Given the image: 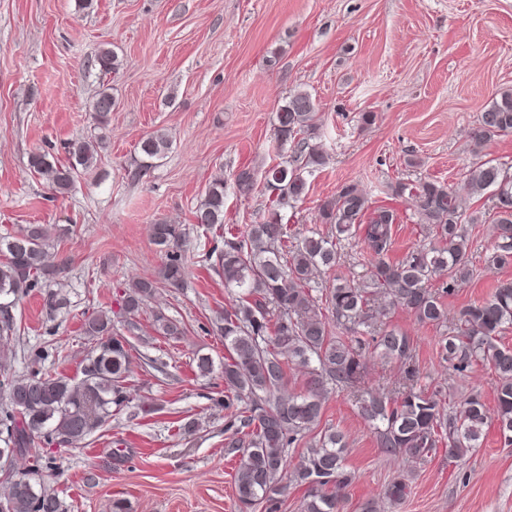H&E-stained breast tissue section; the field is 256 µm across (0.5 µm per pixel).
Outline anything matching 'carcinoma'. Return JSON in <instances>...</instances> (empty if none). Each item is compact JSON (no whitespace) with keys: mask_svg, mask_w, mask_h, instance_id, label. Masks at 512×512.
Here are the masks:
<instances>
[{"mask_svg":"<svg viewBox=\"0 0 512 512\" xmlns=\"http://www.w3.org/2000/svg\"><path fill=\"white\" fill-rule=\"evenodd\" d=\"M99 70L116 71V57L103 49L96 57ZM117 105L103 89L91 105L98 128L108 126ZM318 107L306 92L288 97L276 113L275 138L291 146L289 159L267 167L256 176L243 168L234 177L239 195H251L258 179L278 190L268 216L246 225L239 236L224 238V249H208L202 262L224 277V288L235 303L224 310L217 331L224 337L221 376L224 409L230 419L224 429L225 452L238 459L234 483L240 512L258 504L277 512L279 497L288 483L303 489L302 512H345L344 491L355 481L345 462L347 442L337 427L328 426L313 437L298 462L289 449L319 427L331 390H351L361 379L367 357L400 363L406 378L416 377L413 340L398 328L386 325L370 312L373 297L382 295L413 313L420 323L445 327L448 309L442 298L454 293L473 270L468 254L467 225L480 221L479 212L461 207L460 192L439 182H397L393 194L408 195L417 223L432 237L429 247L417 248L397 263L385 259L392 241L397 214L370 209L367 195L355 184L342 186L336 196L320 205V219L334 228L328 236L311 232L293 237L282 223L281 210L294 207L309 190L306 175L326 163L317 138ZM512 132V90L504 91L483 108L472 129L473 152L479 153L493 137ZM171 141L164 133L147 136L140 153L147 160L166 156ZM106 145V136L78 144L71 160L63 164L35 152L30 168L57 194L68 193L79 170H87ZM462 190L470 196L487 190L496 198L493 226L495 243L487 257L492 266L512 264V178L492 161L467 170ZM194 221L217 234L224 227V180L207 186L194 211ZM374 254L369 275L360 282L338 277L331 286L317 287L316 277L334 269L341 259L342 241L357 233ZM183 236L177 224L152 226V241L164 251L166 261L159 280L178 288L184 284L185 263L177 248ZM293 241H288V238ZM51 233L43 224H28L0 236V339L16 335L13 309L35 288H47L46 304L54 312L66 307L64 294L52 289L60 264L49 261ZM157 290L153 280H137L123 289L120 309L134 315ZM157 334L176 338L181 324L163 314L154 318ZM512 327V281H500L492 293L459 311L451 333L439 336L441 359L458 373L482 363L498 377L495 420L505 441L512 444V347L496 337ZM83 333L97 345L76 380L39 370L19 381L12 374L13 351L0 347V471L4 481L0 504L6 512H66L59 494L35 479L45 448H76L112 416V407H131L135 390L124 385L130 365V344L112 332V318L105 312L85 318ZM305 376L299 392L287 390V369ZM359 412L374 430L388 454L424 461L441 447L461 457L479 445L488 410L477 395L463 400L456 410L447 408L446 393L438 388L394 387L358 398ZM33 460L21 471L14 456ZM403 475L391 480L386 496L400 502L410 494Z\"/></svg>","mask_w":512,"mask_h":512,"instance_id":"1","label":"carcinoma"}]
</instances>
